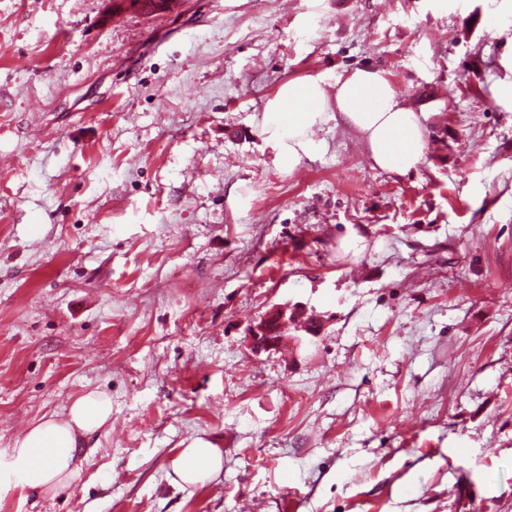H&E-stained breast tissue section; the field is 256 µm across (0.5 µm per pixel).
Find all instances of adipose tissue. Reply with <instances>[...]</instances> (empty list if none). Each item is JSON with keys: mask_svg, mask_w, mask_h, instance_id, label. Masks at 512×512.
<instances>
[{"mask_svg": "<svg viewBox=\"0 0 512 512\" xmlns=\"http://www.w3.org/2000/svg\"><path fill=\"white\" fill-rule=\"evenodd\" d=\"M330 119L360 134L371 160L384 172L406 175L424 157L421 113L401 102L384 71L358 67L337 77L334 92H327L317 80L291 81L269 103L267 132L285 169H296L313 154L315 144L308 133ZM111 417V397L93 390L75 400L65 417L41 420L21 447L0 456V491L18 487L49 493L68 484L81 474L87 440ZM222 459L219 448L198 437L171 467L179 482L195 485L218 474Z\"/></svg>", "mask_w": 512, "mask_h": 512, "instance_id": "obj_1", "label": "adipose tissue"}]
</instances>
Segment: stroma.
Listing matches in <instances>:
<instances>
[{"label": "stroma", "instance_id": "obj_1", "mask_svg": "<svg viewBox=\"0 0 512 512\" xmlns=\"http://www.w3.org/2000/svg\"><path fill=\"white\" fill-rule=\"evenodd\" d=\"M365 65L417 169L330 120L283 170L268 102ZM284 304L319 337L253 355ZM93 389L81 475L0 512H512V0H0V451ZM180 4V0H114L113 6L118 9L128 10H146L147 7L155 11H171L177 5ZM222 459L219 448L198 437L172 460L171 467L179 482L187 485L203 484L221 471Z\"/></svg>", "mask_w": 512, "mask_h": 512}]
</instances>
